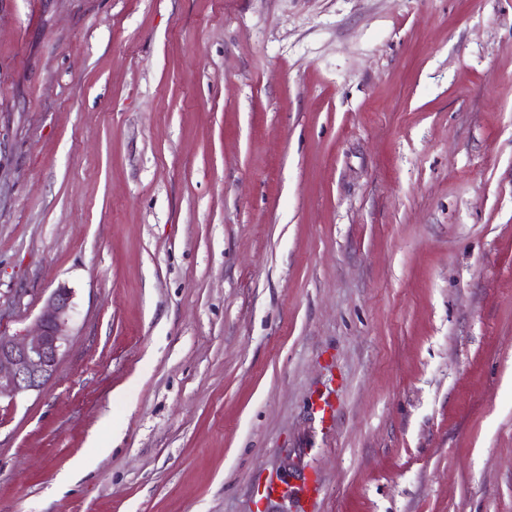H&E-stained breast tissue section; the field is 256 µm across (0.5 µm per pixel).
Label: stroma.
<instances>
[{
    "mask_svg": "<svg viewBox=\"0 0 512 512\" xmlns=\"http://www.w3.org/2000/svg\"><path fill=\"white\" fill-rule=\"evenodd\" d=\"M61 286L0 512H512V0H0V332Z\"/></svg>",
    "mask_w": 512,
    "mask_h": 512,
    "instance_id": "stroma-1",
    "label": "stroma"
}]
</instances>
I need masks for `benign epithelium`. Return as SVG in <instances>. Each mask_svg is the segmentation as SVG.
<instances>
[{"mask_svg":"<svg viewBox=\"0 0 512 512\" xmlns=\"http://www.w3.org/2000/svg\"><path fill=\"white\" fill-rule=\"evenodd\" d=\"M73 317L72 293L59 287L46 298L30 332L23 336L0 332V397L43 389L69 342Z\"/></svg>","mask_w":512,"mask_h":512,"instance_id":"1","label":"benign epithelium"}]
</instances>
